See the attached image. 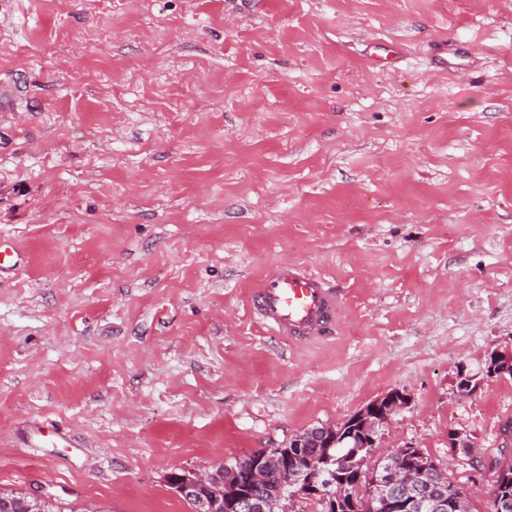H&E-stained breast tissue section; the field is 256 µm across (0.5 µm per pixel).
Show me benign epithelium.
<instances>
[{
	"label": "benign epithelium",
	"instance_id": "benign-epithelium-1",
	"mask_svg": "<svg viewBox=\"0 0 512 512\" xmlns=\"http://www.w3.org/2000/svg\"><path fill=\"white\" fill-rule=\"evenodd\" d=\"M489 362L487 376L494 377L512 372V352L494 351ZM411 397L406 392L394 389L376 398L359 410L355 423L360 425L359 447L367 449L363 462L368 470H358L355 485L367 489L379 508L400 509L402 512H467L470 492L450 488L438 481L436 476L443 471L417 460L412 448H401L395 453L382 450L378 427L408 407ZM344 426L324 425L311 428L288 438L284 448H261L251 453L249 476L251 482L265 479L269 468L266 458L270 452L281 455L282 462L275 469L278 489L294 488L288 496H279L280 512H293L294 504L302 497L321 496L332 499L325 492L332 484L325 475L326 469L317 467L312 472L302 473L294 469L292 459L302 448H330L339 443ZM224 478V470H188L173 478L176 494L193 499L198 504L197 512H209L212 504L211 491ZM268 502H261L251 495L237 494L224 500V512H267Z\"/></svg>",
	"mask_w": 512,
	"mask_h": 512
}]
</instances>
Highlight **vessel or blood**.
I'll list each match as a JSON object with an SVG mask.
<instances>
[{
	"label": "vessel or blood",
	"instance_id": "obj_1",
	"mask_svg": "<svg viewBox=\"0 0 512 512\" xmlns=\"http://www.w3.org/2000/svg\"><path fill=\"white\" fill-rule=\"evenodd\" d=\"M343 297L323 276L279 265L256 279L248 305L258 322L278 336L315 340L333 335Z\"/></svg>",
	"mask_w": 512,
	"mask_h": 512
}]
</instances>
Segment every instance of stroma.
Listing matches in <instances>:
<instances>
[{"label":"stroma","mask_w":512,"mask_h":512,"mask_svg":"<svg viewBox=\"0 0 512 512\" xmlns=\"http://www.w3.org/2000/svg\"><path fill=\"white\" fill-rule=\"evenodd\" d=\"M0 247L1 491L192 512L169 473L403 389L384 451L491 512L512 377L457 371L512 350V0H0ZM279 264L334 338L254 318ZM343 297L323 276L294 265H278L256 279L248 305L276 336L315 340L337 330Z\"/></svg>","instance_id":"obj_1"}]
</instances>
